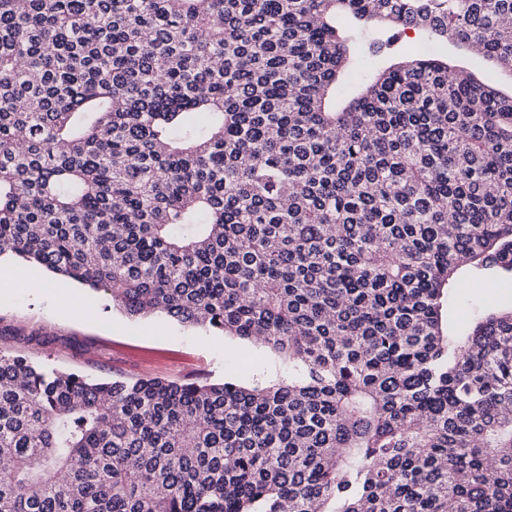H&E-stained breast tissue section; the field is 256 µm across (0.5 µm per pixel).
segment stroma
I'll return each mask as SVG.
<instances>
[{"instance_id": "1", "label": "stroma", "mask_w": 512, "mask_h": 512, "mask_svg": "<svg viewBox=\"0 0 512 512\" xmlns=\"http://www.w3.org/2000/svg\"><path fill=\"white\" fill-rule=\"evenodd\" d=\"M447 57L451 67L464 69L512 88V73L497 69L471 49L430 43L427 35L409 30L400 34L392 53L413 48ZM8 273L0 276V350L17 352L34 362L67 371L109 378L160 375L170 379L226 378L248 384L256 375L275 380L284 373L281 361L259 348L242 358L240 340L191 328L161 316L132 318L110 297L82 289L78 308H70L55 289L33 292L28 279L41 277L39 268L0 264ZM512 306V279L486 283L463 280L452 291L448 310L451 329L465 328L489 307Z\"/></svg>"}]
</instances>
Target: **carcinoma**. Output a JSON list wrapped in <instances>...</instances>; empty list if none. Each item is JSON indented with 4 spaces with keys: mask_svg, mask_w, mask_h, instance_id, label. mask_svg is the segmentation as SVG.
<instances>
[{
    "mask_svg": "<svg viewBox=\"0 0 512 512\" xmlns=\"http://www.w3.org/2000/svg\"><path fill=\"white\" fill-rule=\"evenodd\" d=\"M408 29L512 72V0H0V254L288 365L0 352V512H512V308L443 316L512 277V95ZM420 47L425 48V50H421L423 52L448 56V64L455 69L470 71L477 77L498 84L506 91L511 89L512 77L510 72L493 67L481 55L474 53L470 48L455 47L449 44H432L429 42L428 36L423 32L407 30L406 33H401L395 45L389 51H391L390 55H395L403 50L410 48L418 50ZM365 53V46L361 42H355L351 46L353 63L349 71L354 72V78H348L347 75L342 83L336 89V99L342 100L348 97L353 91L364 85L369 79L370 73L359 71L357 69V59ZM461 278L452 291V305L448 309L451 329L465 328L477 314L488 307L512 306V279L505 278L491 283L464 279L457 288Z\"/></svg>",
    "mask_w": 512,
    "mask_h": 512,
    "instance_id": "1",
    "label": "carcinoma"
}]
</instances>
